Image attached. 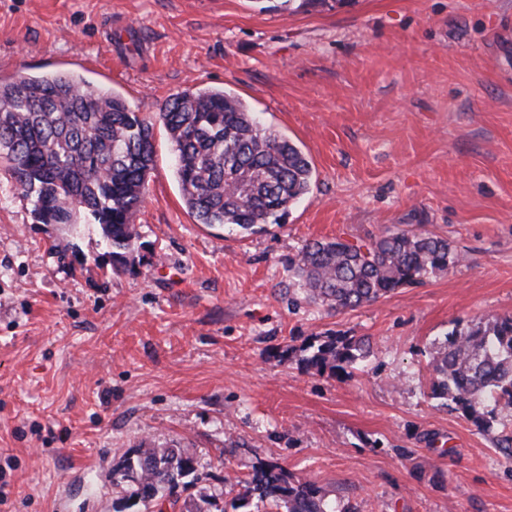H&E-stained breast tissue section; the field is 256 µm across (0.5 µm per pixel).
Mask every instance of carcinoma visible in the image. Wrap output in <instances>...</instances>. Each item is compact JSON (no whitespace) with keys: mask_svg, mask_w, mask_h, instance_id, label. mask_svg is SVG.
Returning <instances> with one entry per match:
<instances>
[{"mask_svg":"<svg viewBox=\"0 0 512 512\" xmlns=\"http://www.w3.org/2000/svg\"><path fill=\"white\" fill-rule=\"evenodd\" d=\"M176 156L183 200L198 223L251 234L278 223L308 193L312 165L288 138L260 124L244 102L223 89L185 90L158 115ZM154 124L112 91L73 74L20 73L0 83V160L41 224L100 225L111 248L112 274L127 270L135 220L154 164ZM461 260L448 240L410 231L369 241L307 242L288 261L306 299L329 309L356 308L419 284ZM305 362L340 379L352 376L367 341L327 336ZM432 394L482 427L512 412V316L454 327L434 344ZM185 449L141 448L112 468V484L141 512H164L192 485ZM246 491L276 512H336L321 488L292 482L276 462L260 468Z\"/></svg>","mask_w":512,"mask_h":512,"instance_id":"1","label":"carcinoma"}]
</instances>
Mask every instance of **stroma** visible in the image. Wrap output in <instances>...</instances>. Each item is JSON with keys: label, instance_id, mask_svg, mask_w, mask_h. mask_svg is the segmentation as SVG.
<instances>
[{"label": "stroma", "instance_id": "35a3bbf8", "mask_svg": "<svg viewBox=\"0 0 512 512\" xmlns=\"http://www.w3.org/2000/svg\"><path fill=\"white\" fill-rule=\"evenodd\" d=\"M73 71L154 121L127 271L99 225L42 224L0 167V512H121L112 468L185 448L170 512H274L245 478L278 463L355 512H512V458L431 395L434 340L512 315V0H0V80ZM239 95L310 157L281 224L196 223L158 114ZM412 231L460 262L355 309L300 300L311 240ZM362 337L352 377L306 348Z\"/></svg>", "mask_w": 512, "mask_h": 512}]
</instances>
